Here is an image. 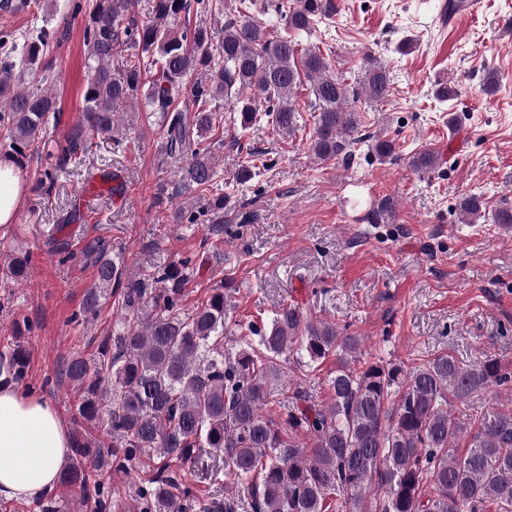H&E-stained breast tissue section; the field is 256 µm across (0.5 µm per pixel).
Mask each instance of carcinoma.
Instances as JSON below:
<instances>
[{"instance_id": "cac0c4a2", "label": "carcinoma", "mask_w": 512, "mask_h": 512, "mask_svg": "<svg viewBox=\"0 0 512 512\" xmlns=\"http://www.w3.org/2000/svg\"><path fill=\"white\" fill-rule=\"evenodd\" d=\"M226 0H154L141 17L139 0H89L85 11V67L90 76L77 122L58 154L45 134L60 107L42 89L55 78L46 59L54 40L47 25L0 31V152L19 160L32 152L56 158L44 171L51 190L56 172H79L93 136L112 138L121 152L143 131L115 139L130 110L145 112L160 153L187 160L185 190L215 196L201 212L224 223L208 135L217 112L237 113L241 130L265 120L277 134L297 128L296 101L312 99L314 156L330 162L361 142L350 99L388 96L387 68L367 52L358 86L330 73L321 50L305 44L318 24L338 12L336 0H269L270 21L250 17L256 0H239L238 16L213 33L191 17L224 15ZM191 90L193 111L179 107ZM422 173L440 165L423 151L411 160ZM250 158L237 182L259 175ZM486 211L477 196L459 203L473 224ZM95 278L73 320L96 318L113 299L119 315L96 352L65 366L84 388L75 422L100 436L73 435L74 465L59 483L78 489L92 512H512V407L478 411L475 397L496 390L512 396V369L486 355L468 362L439 353L424 362L369 360L363 339L344 333L294 304L267 320L251 321L235 345H224L228 300L214 288L193 310L184 309L195 261L182 257L130 274L120 255L97 241L86 246ZM32 256L14 249L8 272L27 278ZM25 383L29 351L7 345L0 361ZM334 360L324 383L330 402L312 400L302 386L280 398L284 366L309 377ZM466 450H458L459 442ZM216 484L224 475L237 490L199 493L186 466ZM144 469L130 501L105 486V471Z\"/></svg>"}]
</instances>
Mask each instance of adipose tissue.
<instances>
[{
    "label": "adipose tissue",
    "instance_id": "obj_1",
    "mask_svg": "<svg viewBox=\"0 0 512 512\" xmlns=\"http://www.w3.org/2000/svg\"><path fill=\"white\" fill-rule=\"evenodd\" d=\"M24 196L16 166L0 159V226L13 223ZM72 436L55 407L24 396L0 369V499L33 500L50 494L67 465Z\"/></svg>",
    "mask_w": 512,
    "mask_h": 512
}]
</instances>
